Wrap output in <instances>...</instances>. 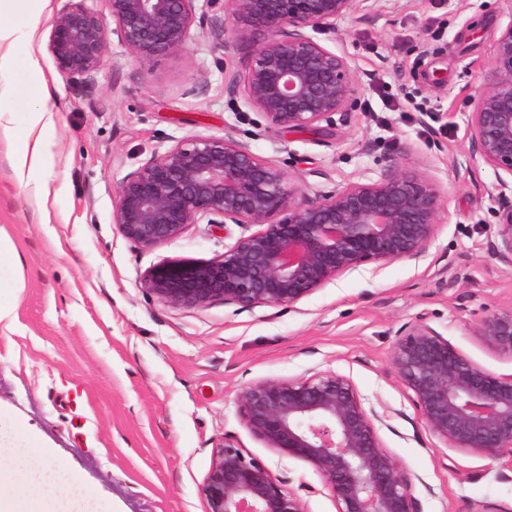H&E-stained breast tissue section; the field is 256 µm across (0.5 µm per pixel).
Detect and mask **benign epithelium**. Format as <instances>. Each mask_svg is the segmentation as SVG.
Wrapping results in <instances>:
<instances>
[{
    "mask_svg": "<svg viewBox=\"0 0 512 512\" xmlns=\"http://www.w3.org/2000/svg\"><path fill=\"white\" fill-rule=\"evenodd\" d=\"M86 2L56 13L48 36L47 50L68 78L86 79L101 67L111 31L148 61L182 51L197 24H209L226 47L261 29L249 67L224 72V90L280 130L322 132L321 123L333 124V115L356 105L358 75L350 57L310 32L374 14L379 0H224L221 18L197 15L198 0H109L111 30ZM470 107L471 156L512 176V19L494 40ZM439 213L428 179L395 161L375 180L308 197L284 169L226 133L152 154L120 183L113 223L142 249L176 239L189 224L259 226L208 261H162L142 280L171 306L253 308L294 305L366 263L424 257ZM497 237L495 256L512 265V208ZM478 333L512 353V307L486 318ZM392 363L422 423L446 447L512 458V375L475 364L424 323L397 342ZM238 406L266 447L319 473L336 512H421L410 479L380 443L377 424L387 414L366 406L348 378L259 381L241 390ZM200 492L207 512H307L280 478L230 443L215 452Z\"/></svg>",
    "mask_w": 512,
    "mask_h": 512,
    "instance_id": "obj_1",
    "label": "benign epithelium"
}]
</instances>
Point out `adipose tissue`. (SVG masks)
<instances>
[{"mask_svg": "<svg viewBox=\"0 0 512 512\" xmlns=\"http://www.w3.org/2000/svg\"><path fill=\"white\" fill-rule=\"evenodd\" d=\"M35 0H0V16L12 17L9 25L0 23V74L10 71L18 49H30V42L16 38L17 29L33 15ZM34 75L29 96L35 106L27 111L26 131L22 143L16 146L10 164L17 175L31 171H50L48 135L52 129L51 94L46 81L39 77L38 60L30 58ZM34 435L23 434L16 426H0V512H95L92 499L84 492L76 475L48 463L45 456L27 454L20 449L37 444ZM19 463L25 474L24 486H17L11 468Z\"/></svg>", "mask_w": 512, "mask_h": 512, "instance_id": "obj_1", "label": "adipose tissue"}]
</instances>
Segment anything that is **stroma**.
<instances>
[{
	"label": "stroma",
	"instance_id": "1",
	"mask_svg": "<svg viewBox=\"0 0 512 512\" xmlns=\"http://www.w3.org/2000/svg\"><path fill=\"white\" fill-rule=\"evenodd\" d=\"M67 3L48 0L34 20L40 72L61 102L52 177H17L7 157L23 124L0 127V236L23 261L21 275L0 274L13 303L0 320V423L36 432L96 512H206L200 487L228 441L290 490L312 487L308 512H336L314 468L256 439L237 403L254 382L331 372L366 405L392 409L378 436L422 512H512V458L445 447L392 365L396 342L423 322L476 364L512 375V354L476 334L512 306V266L492 249L512 195L492 196L496 172L469 158L466 108L512 0H381L377 13L318 33L358 66V105L330 132L288 134L224 90L225 71H245L253 43L224 47L205 26L183 51L145 62L111 37L99 71L67 78L46 48ZM227 132L311 194L377 178L392 158L424 173L441 195L425 257L362 265L293 307L161 302L141 285L148 269L210 260L255 227L191 224L140 249L112 222L118 186L153 152Z\"/></svg>",
	"mask_w": 512,
	"mask_h": 512
}]
</instances>
